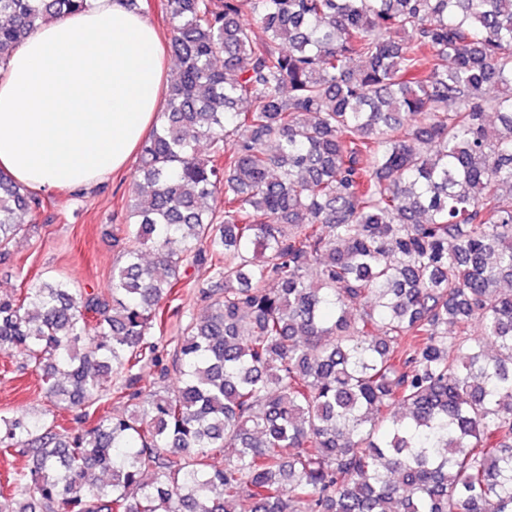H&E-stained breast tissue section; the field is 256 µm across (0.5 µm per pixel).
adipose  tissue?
<instances>
[{
	"label": "adipose tissue",
	"mask_w": 512,
	"mask_h": 512,
	"mask_svg": "<svg viewBox=\"0 0 512 512\" xmlns=\"http://www.w3.org/2000/svg\"><path fill=\"white\" fill-rule=\"evenodd\" d=\"M164 86L157 29L121 0H91L0 68V171L36 191L106 178L157 126Z\"/></svg>",
	"instance_id": "ef3b65f1"
}]
</instances>
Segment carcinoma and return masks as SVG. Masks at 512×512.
I'll use <instances>...</instances> for the list:
<instances>
[{
	"label": "carcinoma",
	"mask_w": 512,
	"mask_h": 512,
	"mask_svg": "<svg viewBox=\"0 0 512 512\" xmlns=\"http://www.w3.org/2000/svg\"><path fill=\"white\" fill-rule=\"evenodd\" d=\"M87 4L0 0V65ZM167 9L111 287L0 296L8 512H512V0ZM43 208L0 173V258ZM15 358H1L0 354V370L1 364L5 363L9 370L15 371L6 377L0 375V412L11 413L23 409L39 415L45 410L53 409L41 391L37 375L31 370L16 371Z\"/></svg>",
	"instance_id": "1"
}]
</instances>
